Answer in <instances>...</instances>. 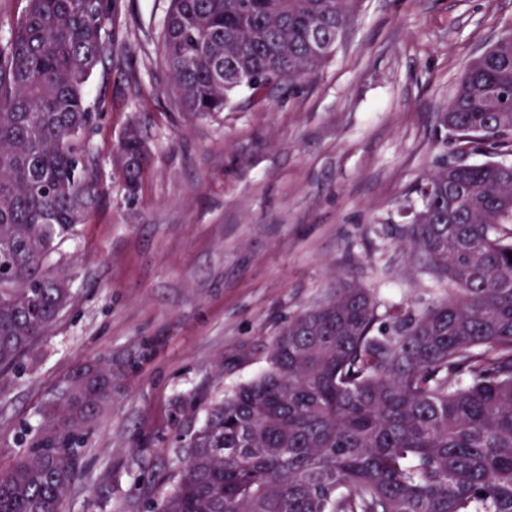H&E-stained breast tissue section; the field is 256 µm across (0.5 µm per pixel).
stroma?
<instances>
[{
  "label": "stroma",
  "mask_w": 512,
  "mask_h": 512,
  "mask_svg": "<svg viewBox=\"0 0 512 512\" xmlns=\"http://www.w3.org/2000/svg\"><path fill=\"white\" fill-rule=\"evenodd\" d=\"M170 0H113L107 54L87 82L99 114L86 160L95 209L50 256L72 300L0 375V470L21 426L88 362L112 361V402L64 512H148L206 407L266 366L289 317L341 280L393 304L443 297L402 242L404 198L461 151L439 122L465 64L512 22V0H361L321 68L260 104L182 111L162 58ZM152 157L136 199L114 165L128 127Z\"/></svg>",
  "instance_id": "35a3bbf8"
}]
</instances>
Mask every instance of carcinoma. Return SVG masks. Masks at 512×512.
<instances>
[{
    "label": "carcinoma",
    "mask_w": 512,
    "mask_h": 512,
    "mask_svg": "<svg viewBox=\"0 0 512 512\" xmlns=\"http://www.w3.org/2000/svg\"><path fill=\"white\" fill-rule=\"evenodd\" d=\"M360 0H171L163 57L185 112H222L314 74ZM109 0H25L0 43V372L68 307L49 257L94 208L84 161L97 113L86 81L106 51ZM441 125L512 156V30L475 56ZM131 195L148 153L120 146ZM402 228L445 297L377 326L346 283L291 317L267 368L210 404L151 512H512V163L440 164ZM112 402V365L69 376L0 470V512H62L81 450Z\"/></svg>",
    "instance_id": "1"
}]
</instances>
